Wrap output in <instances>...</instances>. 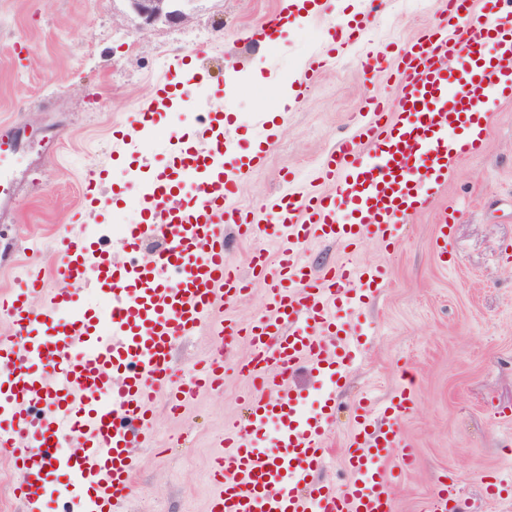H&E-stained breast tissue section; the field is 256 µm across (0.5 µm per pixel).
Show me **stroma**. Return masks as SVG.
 Returning a JSON list of instances; mask_svg holds the SVG:
<instances>
[{"instance_id":"stroma-1","label":"stroma","mask_w":512,"mask_h":512,"mask_svg":"<svg viewBox=\"0 0 512 512\" xmlns=\"http://www.w3.org/2000/svg\"><path fill=\"white\" fill-rule=\"evenodd\" d=\"M282 4L183 0L184 22L142 34L127 0H0V129L13 130L17 147L15 190L0 200V296L28 265L45 271L48 287H62L53 242L74 222L94 241L104 225L141 223L140 190L178 136L194 133L196 111L220 105L229 116L225 133L255 150L280 88L295 89L309 61L326 52L337 21L369 8L368 32L340 60H327L286 107L263 165L242 176L231 205L260 216L285 192L331 191L318 173L325 158L367 121L369 97L395 91L392 70L368 69L367 58L422 36L446 4L380 0L373 9L367 0H326L322 16L255 46L254 30ZM198 53L211 77L193 81L192 108L175 101L156 127H141L138 115L158 85L176 68L195 71ZM92 179L106 210L84 205ZM443 219L444 257L435 246ZM224 238L229 264L251 291L217 303L216 316L244 327L267 312L274 275H253L250 259H274L277 232L265 223L242 237L228 224ZM305 256L315 269L349 257L389 276L387 288L350 317L364 334L361 358L334 390L330 463L320 480H347L359 403L369 398L384 410L409 380L412 405L398 427L415 462L394 485L392 512H434L446 484L448 512H512V100L492 107L484 151L450 166L446 187L402 224L394 245L370 238L351 253L312 241ZM213 336L208 324L175 344V384L189 383L209 360ZM230 350L222 386L200 389L176 410L166 395L153 406L156 445L134 451L128 512H210L224 428L247 418L253 389L243 368L251 346L240 337ZM46 483L39 512H84L64 471Z\"/></svg>"}]
</instances>
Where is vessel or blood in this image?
<instances>
[{"label":"vessel or blood","mask_w":512,"mask_h":512,"mask_svg":"<svg viewBox=\"0 0 512 512\" xmlns=\"http://www.w3.org/2000/svg\"><path fill=\"white\" fill-rule=\"evenodd\" d=\"M470 0H448V20L429 24L425 35L392 57L376 56L371 68L393 66L400 76L394 102L371 99L372 114L358 138L342 139L327 157L321 178L333 186L326 195L277 197L267 208L268 223L285 238L276 258L278 283L269 313L247 327L228 326L245 335L254 349L247 364L257 382L249 399L248 427H227V452L219 463L222 493L211 512H391L393 480L379 466L386 451L398 447L396 426L375 431L374 407L361 405L354 451L347 460L351 480L343 486H313L325 465V438L333 407L321 400L303 412L288 380L302 365L329 383H337L360 359L357 331L338 322L337 310H359L372 289L388 281L385 268L337 263L314 273L301 250L313 240L331 239L348 247L366 236L393 244L397 226L422 209L448 180L449 164L461 154H478L485 131L472 125L487 116L497 99L512 100V0H483L478 18ZM370 11L340 21L330 49L340 53L358 42L370 23ZM469 20L459 73L447 65L456 43L448 21ZM184 82L166 79L148 113L157 119ZM260 154L238 155L224 137L220 106L202 113L194 137L178 139L168 162L143 187L142 223L123 241L136 254L142 238L161 239L163 249L150 266L131 263L116 270L109 252L93 249L82 232L58 238L59 275L68 288L47 289L43 277L0 300V321L9 337L0 339L11 366L0 407L12 422L0 425V453L17 472L16 489L31 507L45 496L47 470L60 448L78 441L68 473L75 483H92L98 495L91 512H121L119 502L133 482L132 448L146 447L148 413L158 393L173 385L175 343L194 335L213 317L217 296L232 300L247 284L225 259L224 227L250 224L249 214L228 208L239 191V171L259 162ZM108 284L109 318L78 310V286ZM46 297L43 306L33 294ZM45 342L31 341L33 333ZM223 364L211 359L195 380L180 388L189 398L223 378ZM47 416H33L36 407ZM277 422L279 433L268 448L250 436Z\"/></svg>","instance_id":"b4317fda"}]
</instances>
